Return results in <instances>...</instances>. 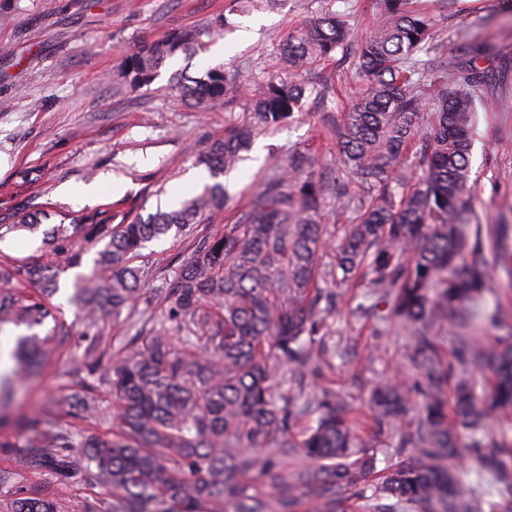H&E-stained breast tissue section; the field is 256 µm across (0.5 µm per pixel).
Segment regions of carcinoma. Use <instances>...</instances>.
Segmentation results:
<instances>
[{
  "instance_id": "obj_1",
  "label": "carcinoma",
  "mask_w": 512,
  "mask_h": 512,
  "mask_svg": "<svg viewBox=\"0 0 512 512\" xmlns=\"http://www.w3.org/2000/svg\"><path fill=\"white\" fill-rule=\"evenodd\" d=\"M383 5L387 24L360 41L358 53L371 84L331 126L339 162L357 187L312 178L314 158L296 152L251 194L235 223L193 234L189 256L162 268L144 260L146 244L223 210V184L145 219L114 224L110 214H85L46 233L52 259L0 261V334L24 329L8 350L12 372L0 373V408L14 401V382L76 338L83 353L72 417L99 415L102 388L117 409L109 438L58 425L47 407L20 419L18 440L0 444L14 449L13 464L0 468V487L14 488L9 512H61L73 453L85 480L108 490L84 512H293L302 502L316 512H512V330L486 335L499 325L500 306L490 301L482 225L470 223L467 200L470 117L483 83L474 62L483 47L473 45L467 61L417 90L415 55L428 19L402 9L401 0ZM209 35L208 27H191L145 43L122 57L118 78L132 90L149 85L166 59L198 54ZM349 37L343 18H315L285 40L282 60L299 76ZM243 83L210 68L200 79H175L171 90L208 108ZM306 91L297 81L262 87L254 124L224 129L196 164L213 178L230 173L255 127L287 122ZM431 104L437 130L419 148L425 177L400 194L392 187L406 182L399 157ZM328 202L361 211L329 281L318 271L328 242L319 217ZM40 224L36 213L0 221V240ZM363 268L371 279L356 312L410 327L405 355L424 386L395 375L370 390L375 434L394 435L396 452L406 455L382 471L357 445L353 407L328 389L306 391L322 374L327 320L345 297L338 288L355 287ZM70 271L69 323L49 300ZM156 276L165 287L151 298L143 285ZM49 318L42 335L37 328ZM119 323L125 335L103 346ZM445 327L456 330L451 362L439 336ZM471 369L488 374L486 384L467 378ZM290 460L305 465L285 473ZM26 471L49 476L57 492L18 485Z\"/></svg>"
}]
</instances>
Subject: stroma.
Segmentation results:
<instances>
[{
  "mask_svg": "<svg viewBox=\"0 0 512 512\" xmlns=\"http://www.w3.org/2000/svg\"><path fill=\"white\" fill-rule=\"evenodd\" d=\"M504 2L408 0L407 6L431 20L429 39L417 54L423 79L440 76L447 63L466 57L472 42L486 46L478 60L487 83L473 114L468 197L473 221L483 227L502 323L512 326V276L497 249L498 228L512 230V8ZM328 13L346 16L355 36L337 48L324 71L334 94L308 93L288 123L256 133L244 161L223 179L227 202L208 223L211 231L233 223L250 193L294 151L312 154L316 172H338L329 128L367 86L355 74L354 42L378 32L385 21L374 0H0V156L8 161L0 167V219L44 215L39 230L7 235L0 251L32 255L45 231L83 212L108 210L131 220L155 212L172 194L194 197L188 179L196 156L225 126L252 123L253 106L248 95L234 92L209 109L191 107L171 94L172 77H199L218 65L240 71L252 85L289 79L280 56L284 39ZM221 15L228 20L217 35L227 47L224 60L209 49L191 58L180 53L165 61L150 85L117 87L115 73L125 52ZM113 181L124 183L125 192H111ZM96 182L103 190L95 202L74 197L79 186ZM329 325L335 340H351L357 353L333 357L315 384L348 396L362 422L361 440L378 468H385L396 460V441L368 429L367 398L376 382L403 363L407 330L359 319L345 302ZM80 355L77 348L63 352L42 374L23 381L0 425V467L10 463L12 451L4 443L16 439V419L48 402L59 424L71 423L67 397L76 386Z\"/></svg>",
  "mask_w": 512,
  "mask_h": 512,
  "instance_id": "35a3bbf8",
  "label": "stroma"
}]
</instances>
